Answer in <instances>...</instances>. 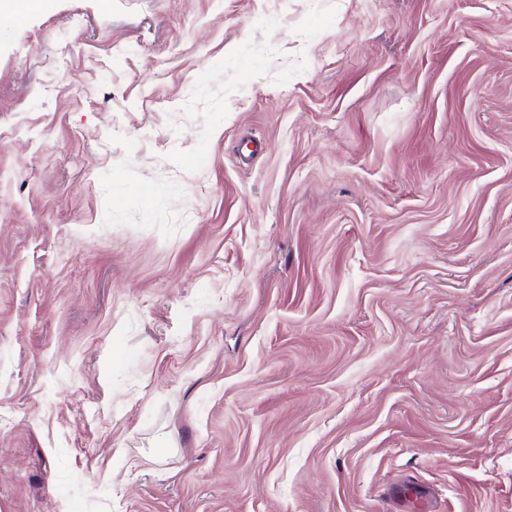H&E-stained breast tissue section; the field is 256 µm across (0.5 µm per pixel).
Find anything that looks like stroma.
Wrapping results in <instances>:
<instances>
[{
  "label": "stroma",
  "mask_w": 512,
  "mask_h": 512,
  "mask_svg": "<svg viewBox=\"0 0 512 512\" xmlns=\"http://www.w3.org/2000/svg\"><path fill=\"white\" fill-rule=\"evenodd\" d=\"M512 512V0L0 19V512Z\"/></svg>",
  "instance_id": "1"
}]
</instances>
